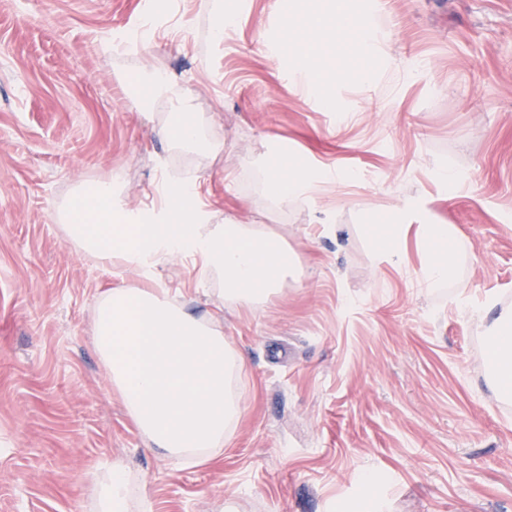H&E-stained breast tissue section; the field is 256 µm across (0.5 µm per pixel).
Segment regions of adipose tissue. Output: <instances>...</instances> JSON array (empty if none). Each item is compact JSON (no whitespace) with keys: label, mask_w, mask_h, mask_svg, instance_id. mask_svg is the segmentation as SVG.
Returning <instances> with one entry per match:
<instances>
[{"label":"adipose tissue","mask_w":512,"mask_h":512,"mask_svg":"<svg viewBox=\"0 0 512 512\" xmlns=\"http://www.w3.org/2000/svg\"><path fill=\"white\" fill-rule=\"evenodd\" d=\"M274 4L284 29L293 34L288 53L301 61L290 77L307 95L317 93L316 51L340 45L357 58L373 55L372 25L348 2L300 22L294 21L287 0ZM146 84L149 98L163 101L170 111L159 137L195 153L218 150V143L202 130L187 80L151 74ZM260 166L270 195L283 204L311 196L333 177L294 158L284 165L264 159ZM411 233L423 254L422 283L431 288L446 281L453 270L455 235L448 225L425 223L416 201L394 209L390 223L377 230L376 246L389 259H401ZM219 322L218 315L194 314L168 289L151 285L106 289L94 309L93 343L129 417L148 447L180 461L199 460L223 447L241 413L235 381L242 362L225 342ZM488 355L492 386L511 396L512 316L496 320ZM128 496L126 467L119 462L106 465L98 483V512H127Z\"/></svg>","instance_id":"ef3b65f1"}]
</instances>
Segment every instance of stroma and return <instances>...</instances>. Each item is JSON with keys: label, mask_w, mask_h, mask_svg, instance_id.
<instances>
[{"label": "stroma", "mask_w": 512, "mask_h": 512, "mask_svg": "<svg viewBox=\"0 0 512 512\" xmlns=\"http://www.w3.org/2000/svg\"><path fill=\"white\" fill-rule=\"evenodd\" d=\"M143 2L0 0V512H96L113 461L129 471V512H361L367 475L388 512H512V399L487 380V338L512 313V0H358L383 28L380 76L328 53L316 98L292 85L289 60L266 59L282 42L272 0H235L219 44L211 0H173L165 35L109 53ZM146 64L190 80L219 153L158 137ZM265 154L339 177L283 206ZM116 171L133 208L163 173L197 174L216 211L298 256L278 293L224 304L241 418L201 465L147 448L91 342L100 294L144 276L84 258L59 211ZM409 198L463 241L436 288L415 238L399 265L373 245ZM155 280L196 312L217 301L191 258Z\"/></svg>", "instance_id": "1"}]
</instances>
